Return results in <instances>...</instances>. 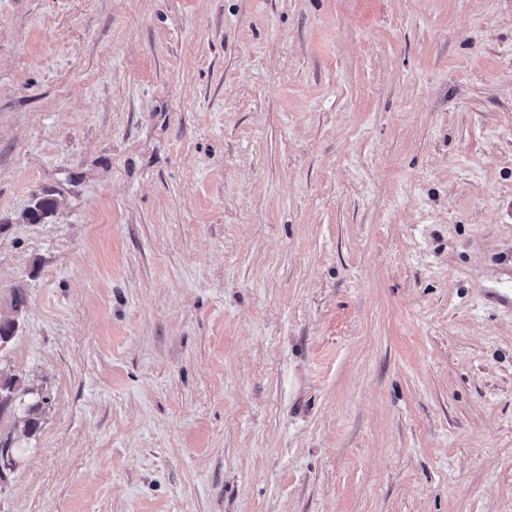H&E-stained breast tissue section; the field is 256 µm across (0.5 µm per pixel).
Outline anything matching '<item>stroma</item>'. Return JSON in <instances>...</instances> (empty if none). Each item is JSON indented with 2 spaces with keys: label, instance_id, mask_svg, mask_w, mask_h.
Listing matches in <instances>:
<instances>
[{
  "label": "stroma",
  "instance_id": "obj_1",
  "mask_svg": "<svg viewBox=\"0 0 512 512\" xmlns=\"http://www.w3.org/2000/svg\"><path fill=\"white\" fill-rule=\"evenodd\" d=\"M17 291L0 512H512V0H0ZM5 380L0 382V416L5 412L9 411L13 413L15 404L19 402L21 398L30 400L32 398L29 389L22 388L18 383V380L14 376H2ZM44 401L46 402V404L48 403V400L46 399V397H45V400L43 397V402L39 405H34L26 416L18 417L19 421H21V424H18L19 428L15 435H13V436L9 435L4 440H2L0 438V453L3 450L5 451L8 449H12L13 452H15L21 456V454L25 450V448H20L19 446H13V444L18 439H25V438L30 439L38 431L41 416H42V415H40V411L42 409Z\"/></svg>",
  "mask_w": 512,
  "mask_h": 512
}]
</instances>
